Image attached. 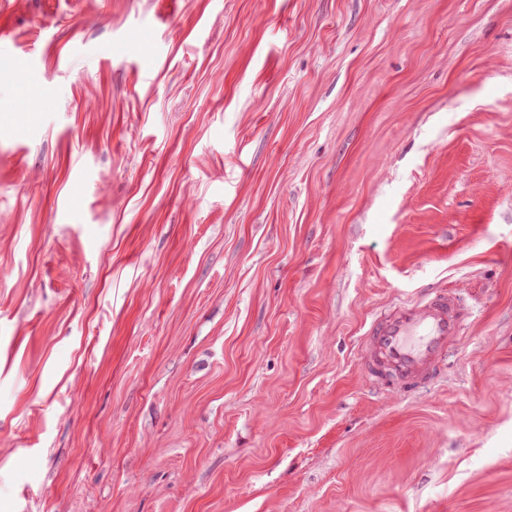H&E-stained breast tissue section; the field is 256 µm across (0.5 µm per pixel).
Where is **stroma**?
I'll use <instances>...</instances> for the list:
<instances>
[{"mask_svg": "<svg viewBox=\"0 0 512 512\" xmlns=\"http://www.w3.org/2000/svg\"><path fill=\"white\" fill-rule=\"evenodd\" d=\"M0 512H512V0H0ZM467 311L455 292L408 300L372 321L362 363L372 378L408 391L431 381L461 336Z\"/></svg>", "mask_w": 512, "mask_h": 512, "instance_id": "35a3bbf8", "label": "stroma"}]
</instances>
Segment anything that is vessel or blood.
I'll list each match as a JSON object with an SVG mask.
<instances>
[{
    "label": "vessel or blood",
    "mask_w": 512,
    "mask_h": 512,
    "mask_svg": "<svg viewBox=\"0 0 512 512\" xmlns=\"http://www.w3.org/2000/svg\"><path fill=\"white\" fill-rule=\"evenodd\" d=\"M467 311L455 292L431 293L372 322L362 363L376 381L408 391L431 381L461 335Z\"/></svg>",
    "instance_id": "b4317fda"
}]
</instances>
